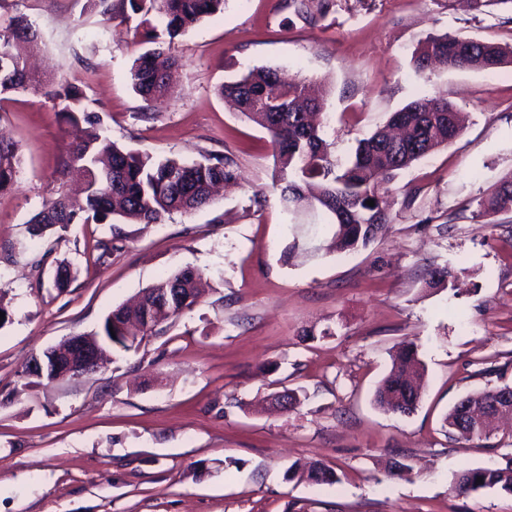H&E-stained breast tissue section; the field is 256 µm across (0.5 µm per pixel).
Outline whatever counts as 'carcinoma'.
<instances>
[{"label": "carcinoma", "mask_w": 512, "mask_h": 512, "mask_svg": "<svg viewBox=\"0 0 512 512\" xmlns=\"http://www.w3.org/2000/svg\"><path fill=\"white\" fill-rule=\"evenodd\" d=\"M282 6L306 21L315 19L312 0H281ZM140 15L138 27L154 48L134 62L130 80L134 91L145 103L142 116L152 115L154 105L167 99L175 41L207 18L224 10V0H122ZM163 30H157V24ZM41 35L26 16L18 14L0 22V95L39 86L43 78L27 65L30 54L40 49ZM418 73L430 65L441 68L494 70L512 64V47L455 34L429 33L418 41L411 55ZM220 94L230 98L250 122L265 129L271 140L275 165L274 186L280 190L284 212L297 229L306 226L320 238L319 248L330 251L366 249L379 237L385 224L391 223L388 184L402 170L450 144L462 132L458 110L446 99L418 98L393 113L390 125L403 130L397 138L377 131L358 142L353 158L344 165L336 163L332 144L323 126L311 115L323 108V98L302 80L286 81L277 70L253 68L220 87ZM58 100L56 114L66 126L95 124V117L83 105L79 87L62 81L54 92ZM277 101L278 112L264 106ZM22 165L16 143L0 138V192L14 186ZM61 174L79 180L83 197L66 194L43 205L28 221L33 237L70 224L93 219L104 221L118 216L132 224H159L174 213L189 214L207 206L212 188L238 179L236 163L227 156L211 154L191 164L172 158L155 159L125 149L97 130L71 146L60 162ZM374 205H368V201ZM498 212H512V173L500 179L477 202L473 219ZM449 267L434 269L426 285L443 288L453 282ZM198 274L183 269L147 287L180 288L190 298L187 305L170 307L164 322L174 323L197 304ZM421 375V363L412 343L392 356L389 372L377 387L376 404L388 413H406L401 398L409 396L420 403L423 385L415 382ZM509 385L489 388L463 397L473 409L481 410ZM448 435L460 434L467 440L490 437L493 421L476 418L463 427L451 408L443 419ZM309 479L332 483L336 473L322 463L308 469ZM482 482H477V478ZM498 489L512 494V457L495 467H477L461 471L455 480L460 493Z\"/></svg>", "instance_id": "cac0c4a2"}]
</instances>
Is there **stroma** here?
Returning <instances> with one entry per match:
<instances>
[{
  "label": "stroma",
  "mask_w": 512,
  "mask_h": 512,
  "mask_svg": "<svg viewBox=\"0 0 512 512\" xmlns=\"http://www.w3.org/2000/svg\"><path fill=\"white\" fill-rule=\"evenodd\" d=\"M16 14L43 35L34 64L47 82L0 96V137L23 156L15 188L0 194V512H512V494L452 490L460 471L512 455V425L469 442L442 426L460 397L512 385V212L472 217L512 172V64L423 75L410 64L431 32L512 44L506 12L328 0L309 24L280 0H226L176 42L174 94L149 121L129 80L146 49L137 17L104 21L88 0H0V20ZM254 67L324 85L341 161L421 95L448 99L464 128L390 183L392 222L372 246L318 251L287 225L267 131L218 93ZM63 80L118 146L185 163L227 154L236 185L189 215L120 223L117 237L94 221L30 236L42 204L74 188L60 174L73 133L49 96ZM63 259L74 278L61 291L51 273ZM444 266L453 288L427 287ZM185 268L204 292L174 324L113 349L95 373L25 385L32 355L99 329ZM409 342L425 391L400 416L374 392ZM284 389L304 391L295 411L271 407ZM320 461L338 482L307 480Z\"/></svg>",
  "instance_id": "obj_1"
}]
</instances>
